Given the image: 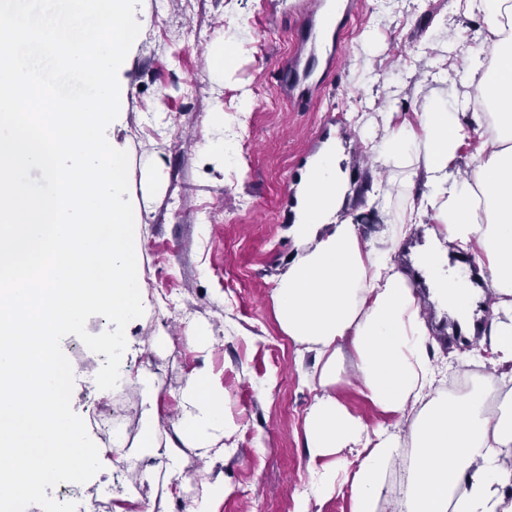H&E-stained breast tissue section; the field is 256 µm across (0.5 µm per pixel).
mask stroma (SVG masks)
I'll use <instances>...</instances> for the list:
<instances>
[{
	"label": "stroma",
	"instance_id": "1",
	"mask_svg": "<svg viewBox=\"0 0 512 512\" xmlns=\"http://www.w3.org/2000/svg\"><path fill=\"white\" fill-rule=\"evenodd\" d=\"M136 19L141 40L118 77L128 87L126 109L107 138L129 154V196L141 217L140 274L149 293L143 316L126 328L124 369L147 376L153 396L132 386L99 390L103 356L74 350L70 335L61 347L75 376L72 408L82 416L90 399L125 397L132 411L121 427L132 444L148 403L168 419L189 376L206 367L220 373L237 429L213 466L187 454L183 483L148 477L131 460L123 470L102 468L81 489L90 496L111 488L106 512L131 493L148 512H188L201 478L211 474L228 487L218 512H295L303 499L309 512H350L348 493L319 499L311 492L302 426L315 393L302 374L313 356L282 331L271 301L296 251L288 190L327 135H339L350 182L341 214L375 238L406 200L392 197L384 210L370 205L371 183L400 175L366 150L348 116L357 113L373 127L388 101L421 109L430 99L463 94L461 86L422 79L447 53L440 22L471 36L479 21L454 14L452 0H359L341 33L338 72L301 111L277 84L278 63L296 49V19L273 10L272 0H141ZM225 40L235 42L236 62L214 82L208 49ZM244 96L252 102L247 112L237 109ZM219 108L225 121L217 129L210 115ZM218 139L234 147L221 168L208 152ZM198 326L207 328L211 351L187 342ZM162 329L172 342L157 349L152 338ZM259 383L265 393L256 391Z\"/></svg>",
	"mask_w": 512,
	"mask_h": 512
}]
</instances>
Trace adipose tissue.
Wrapping results in <instances>:
<instances>
[{
	"instance_id": "ef3b65f1",
	"label": "adipose tissue",
	"mask_w": 512,
	"mask_h": 512,
	"mask_svg": "<svg viewBox=\"0 0 512 512\" xmlns=\"http://www.w3.org/2000/svg\"><path fill=\"white\" fill-rule=\"evenodd\" d=\"M453 4L483 22L473 40L451 36L459 62L435 75L458 81L465 97L413 113L390 102L382 142L362 137L384 165L406 170V187L419 195L378 238L365 239L339 215L347 176L339 144H326L301 176L288 230L297 252L271 295L282 331L314 355L317 395L302 427L317 465L312 490H349L351 512H379L388 476L407 453L413 461L394 512H512V0ZM420 225L426 236L414 266L433 273L439 303L460 321L473 316L477 296L458 286L452 254L474 263L489 302L487 343L457 355L451 368L469 380L460 392L442 388L446 369L422 304L389 260ZM344 381L383 422L370 424L337 397Z\"/></svg>"
}]
</instances>
